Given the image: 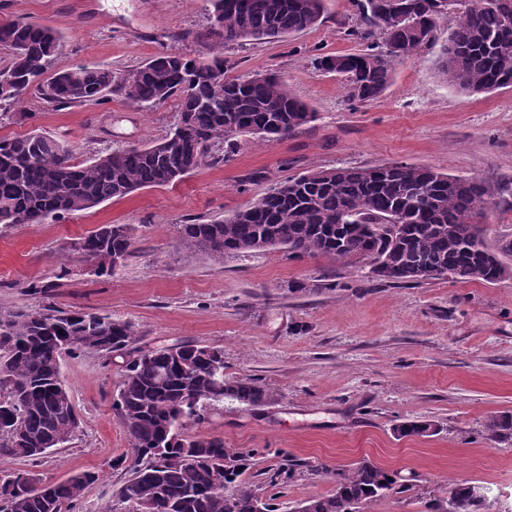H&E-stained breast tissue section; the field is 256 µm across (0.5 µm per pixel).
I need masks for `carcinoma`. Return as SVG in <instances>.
Returning <instances> with one entry per match:
<instances>
[{
    "label": "carcinoma",
    "instance_id": "carcinoma-1",
    "mask_svg": "<svg viewBox=\"0 0 512 512\" xmlns=\"http://www.w3.org/2000/svg\"><path fill=\"white\" fill-rule=\"evenodd\" d=\"M210 34L222 44L283 38L321 21L326 0H210ZM356 24L348 35L371 41L359 53L322 56L321 69L347 81L350 97L376 100L392 78L391 63L436 40L439 0H350ZM458 22L448 29L437 63L455 90L477 94L512 87V0H457ZM61 35L25 20L0 24V103H19L34 89L49 106L97 103L109 95L157 108L173 100L179 122L160 141L77 160L78 149L36 129L0 139V224H42L82 212L148 187L180 181L192 171L228 159L238 138H286L316 120L275 73L228 78L224 57L188 59L167 53L123 72L78 66L46 77ZM497 206L481 181L430 167L391 163L374 167L312 169L277 182L267 193L224 220L177 225L182 244L216 262L266 249L290 258L323 256L345 265L379 256L374 278L398 285L452 277L495 283L512 274V239L495 246L479 240L469 224L478 203ZM101 224L72 255L112 272L113 258L132 253V228ZM132 325L110 317L60 310L0 308V457L36 460L41 449L68 442L79 425L64 383L67 353H125ZM236 402L258 408L269 392L254 378H224V349L181 343L138 350L125 363L114 399L133 447V476L117 492L125 512H275L259 489L242 479L251 454L220 439L184 433L187 421L210 408ZM430 426L411 420L399 437L421 436ZM484 432L512 437V414H494ZM229 495L214 490L219 480ZM92 472L40 482L26 473L0 477V512H73ZM410 490L396 471L369 459L335 472V489L304 501L311 512H362L391 491ZM428 512H486L475 486L458 483L448 505L433 500Z\"/></svg>",
    "mask_w": 512,
    "mask_h": 512
}]
</instances>
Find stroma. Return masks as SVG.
<instances>
[{"instance_id":"obj_1","label":"stroma","mask_w":512,"mask_h":512,"mask_svg":"<svg viewBox=\"0 0 512 512\" xmlns=\"http://www.w3.org/2000/svg\"><path fill=\"white\" fill-rule=\"evenodd\" d=\"M208 0H0V23L56 29L50 69L136 68L160 53H223L232 76L275 72L318 114L281 140L244 137L228 161L175 185L141 188L42 224L0 225V308L83 311L130 322L135 344L224 350L226 378L251 377L271 394L262 407L227 403L185 431L254 454L247 473L278 512L335 487L334 472L369 459L411 480L365 512H425L455 483L486 487L491 512H512V439H486L489 415L512 413V277L493 284L451 277L410 286L371 280L367 269L328 257L291 259L277 249L218 264L176 239L175 227L242 209L277 181L313 168L427 166L483 181L497 207L485 238H512V88L466 94L438 75V43L392 64L375 101L350 99L344 78L317 57L364 50L350 37L349 0H327L322 22L285 38L221 47L209 33ZM175 103L140 108L123 98L50 107L36 91L0 106V137L39 129L83 156L156 142L176 121ZM101 224L133 229L132 254L109 274L67 262L71 243ZM68 276H61V266ZM48 285L44 294L31 283ZM306 292H289V284ZM117 353L63 355L62 377L79 417L72 440L42 458L0 457V474L60 481L98 476L76 512H104L130 478L115 458L131 440L113 407L124 378ZM413 419L438 427L397 438Z\"/></svg>"}]
</instances>
